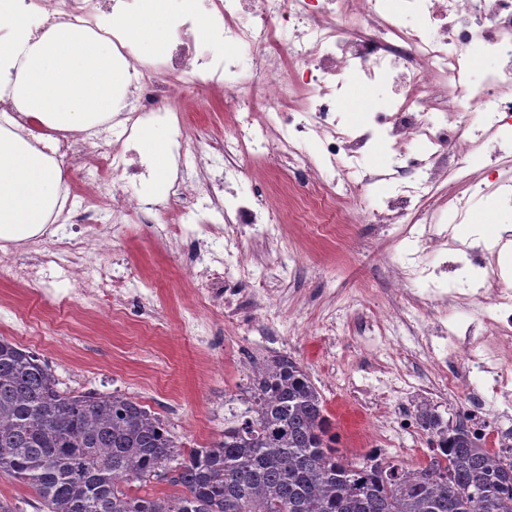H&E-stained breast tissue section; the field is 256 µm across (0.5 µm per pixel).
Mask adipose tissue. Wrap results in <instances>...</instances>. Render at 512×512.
Instances as JSON below:
<instances>
[{
  "mask_svg": "<svg viewBox=\"0 0 512 512\" xmlns=\"http://www.w3.org/2000/svg\"><path fill=\"white\" fill-rule=\"evenodd\" d=\"M115 26L139 57L157 58L167 47L170 0H147L140 20L120 16ZM1 52L0 66L17 74L0 80V101L19 114H0V241L20 243L43 233L50 213L62 205L63 183L60 164L19 132L20 120L58 131L90 129L118 111L128 76L110 37L65 22L38 35L25 16H16Z\"/></svg>",
  "mask_w": 512,
  "mask_h": 512,
  "instance_id": "ef3b65f1",
  "label": "adipose tissue"
}]
</instances>
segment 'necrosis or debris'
I'll use <instances>...</instances> for the list:
<instances>
[{"label":"necrosis or debris","mask_w":512,"mask_h":512,"mask_svg":"<svg viewBox=\"0 0 512 512\" xmlns=\"http://www.w3.org/2000/svg\"><path fill=\"white\" fill-rule=\"evenodd\" d=\"M15 0L26 15L44 25L65 20L105 33V9L134 14L136 0ZM211 24L206 32L192 20L177 19L169 39V58H131L120 33L112 43L128 67V83L120 110L111 120L85 132L55 133L38 147L50 161L71 162L94 170L105 196L81 200L79 216L68 211L51 216L54 224L77 222L85 227L77 237L45 248L33 261L18 262L0 253V271L39 284L55 272L77 287L85 306L94 307L98 294L120 298L127 280L111 265L99 263L110 253L111 238L98 227L99 213L113 223L145 220L148 213L166 212L164 234L177 239L186 222L199 224L202 235L195 255L196 273L188 280L191 292L207 307H220L226 271L237 272V285L250 282L252 258L240 238L252 233L277 238L268 197L236 191L242 171L238 158H262L276 153L283 171L306 178L324 206L343 205L352 194L363 151L378 141L406 145L415 152L397 166L392 195L372 211L376 224L397 222L399 211L414 206L412 223L430 212L428 190L446 188L452 160L479 155L485 140L501 150L512 148V0H207ZM410 14L415 26L405 27ZM336 23H329V16ZM293 24L290 39L280 34L279 20ZM502 58L500 68L473 84L470 72L484 55ZM358 75L365 83L388 80L406 85L394 98L388 115L375 116L361 129L349 128L336 109L347 91V79ZM221 90L245 105L243 128L225 138L219 156H186L185 119L177 110L188 86ZM481 114L480 128L467 136L450 135L420 116L421 110ZM167 123L177 149L170 161L172 188L179 207L163 208L142 183L150 165L137 153L133 139L141 125ZM316 143L314 152L298 147L302 139ZM485 252H467L455 263L470 278L479 302L470 313L473 329L493 324V336L458 335L455 326L436 323L433 333L449 340L450 350L429 353L426 371L433 387L444 395L462 388L448 372L456 358L468 372L485 379L486 388L465 387L474 399L484 392L503 398L512 381L496 372L498 355L492 345L512 343V289L504 287L497 270L489 268Z\"/></svg>","instance_id":"necrosis-or-debris-1"}]
</instances>
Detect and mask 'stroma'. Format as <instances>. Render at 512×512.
Returning <instances> with one entry per match:
<instances>
[{
  "label": "stroma",
  "instance_id": "stroma-1",
  "mask_svg": "<svg viewBox=\"0 0 512 512\" xmlns=\"http://www.w3.org/2000/svg\"><path fill=\"white\" fill-rule=\"evenodd\" d=\"M395 95L393 88L366 89L355 81L336 108L353 124L368 110L387 111ZM224 105L221 94L200 106L191 98L184 102L194 146L217 152L232 118ZM390 190L388 182H377L355 193L338 213L322 210L315 197L296 198L281 216L283 240L244 239L255 284L272 292L252 325L231 326L214 313L205 341L185 329L187 310L195 304L185 286L195 270V240L189 234L177 242L157 235L165 221L160 213L149 224L108 227L110 257L129 273L132 294L123 305L103 296L98 308L89 309L70 294L65 279L34 286L0 273V336L47 360L61 389H117L134 397L168 422L188 448L223 439L225 420L244 409L243 362L278 351L309 372L336 446L346 455L364 452L368 427L408 406L429 404L455 424L472 408L464 391L449 399L432 391L403 394L371 408L359 403L375 377L422 371L420 322L433 318L432 307L418 306L413 294L389 291L404 254L422 248L414 238L395 243L393 225L367 223ZM460 196L475 221L449 225L452 241L460 250L476 241L499 248V270L512 289V211L476 189L461 190ZM382 307L405 316L397 334L403 345L394 352L377 349L364 331Z\"/></svg>",
  "mask_w": 512,
  "mask_h": 512
}]
</instances>
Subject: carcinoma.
<instances>
[{
	"label": "carcinoma",
	"mask_w": 512,
	"mask_h": 512,
	"mask_svg": "<svg viewBox=\"0 0 512 512\" xmlns=\"http://www.w3.org/2000/svg\"><path fill=\"white\" fill-rule=\"evenodd\" d=\"M240 420L209 448L118 391L59 387L49 363L0 337V473L46 512H512V445L490 453L425 404L429 461L336 453L324 400L286 353L261 361ZM177 495L132 493L152 480Z\"/></svg>",
	"instance_id": "1"
}]
</instances>
